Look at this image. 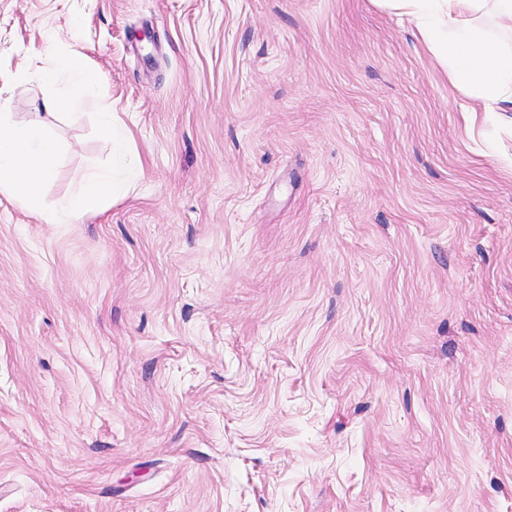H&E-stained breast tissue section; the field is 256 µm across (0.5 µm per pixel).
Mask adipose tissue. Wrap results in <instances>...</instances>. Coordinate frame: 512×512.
I'll list each match as a JSON object with an SVG mask.
<instances>
[{
	"instance_id": "1",
	"label": "adipose tissue",
	"mask_w": 512,
	"mask_h": 512,
	"mask_svg": "<svg viewBox=\"0 0 512 512\" xmlns=\"http://www.w3.org/2000/svg\"><path fill=\"white\" fill-rule=\"evenodd\" d=\"M411 22L439 59H451L448 82L466 95L512 105V51L490 27L512 29V0H374Z\"/></svg>"
}]
</instances>
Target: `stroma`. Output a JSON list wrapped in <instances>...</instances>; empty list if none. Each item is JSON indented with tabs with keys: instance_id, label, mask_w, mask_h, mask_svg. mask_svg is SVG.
I'll list each match as a JSON object with an SVG mask.
<instances>
[{
	"instance_id": "obj_1",
	"label": "stroma",
	"mask_w": 512,
	"mask_h": 512,
	"mask_svg": "<svg viewBox=\"0 0 512 512\" xmlns=\"http://www.w3.org/2000/svg\"><path fill=\"white\" fill-rule=\"evenodd\" d=\"M78 18L140 175L0 197V512H512V114L372 0H0L17 121Z\"/></svg>"
}]
</instances>
